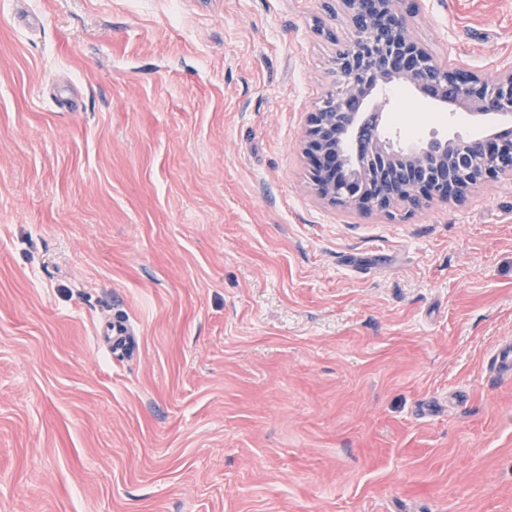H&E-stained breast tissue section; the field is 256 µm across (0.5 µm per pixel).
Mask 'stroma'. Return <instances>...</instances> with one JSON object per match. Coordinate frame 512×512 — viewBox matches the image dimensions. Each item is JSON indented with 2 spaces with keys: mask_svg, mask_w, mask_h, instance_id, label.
Returning a JSON list of instances; mask_svg holds the SVG:
<instances>
[{
  "mask_svg": "<svg viewBox=\"0 0 512 512\" xmlns=\"http://www.w3.org/2000/svg\"><path fill=\"white\" fill-rule=\"evenodd\" d=\"M441 67L512 0H422ZM323 0H0V512H512V177L313 191ZM388 135H470L391 85Z\"/></svg>",
  "mask_w": 512,
  "mask_h": 512,
  "instance_id": "obj_1",
  "label": "stroma"
}]
</instances>
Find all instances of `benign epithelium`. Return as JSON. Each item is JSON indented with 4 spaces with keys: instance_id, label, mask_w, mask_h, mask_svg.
Wrapping results in <instances>:
<instances>
[{
    "instance_id": "obj_1",
    "label": "benign epithelium",
    "mask_w": 512,
    "mask_h": 512,
    "mask_svg": "<svg viewBox=\"0 0 512 512\" xmlns=\"http://www.w3.org/2000/svg\"><path fill=\"white\" fill-rule=\"evenodd\" d=\"M343 19L357 32L347 52L337 62V69L351 74V82L337 87L317 102L307 115V128L302 151L311 168V178L317 195L333 204L353 208L359 212L389 210L383 195L371 198L352 184L340 185L336 180L337 160L327 136L332 132L330 116L339 110L351 114L349 145L360 153L369 143L377 146L388 157L394 156L393 143L383 137L380 124L383 113L376 105L378 93L387 85L389 76H401L424 99L461 109L477 116L512 117V63L496 70L493 76L478 75L462 65L445 71L444 81L464 80L461 92L455 98L429 85L425 71L433 64L430 53L408 34L407 11L403 0H372L378 20L394 35L392 43L378 44L371 31L357 24L358 0H337ZM444 145L454 157H461L471 142L458 134L444 138ZM481 150L489 158L512 159V129L505 128L489 134L481 143ZM462 186L452 184L438 188L425 181L413 187V193L422 200L435 198L446 201L460 198Z\"/></svg>"
}]
</instances>
